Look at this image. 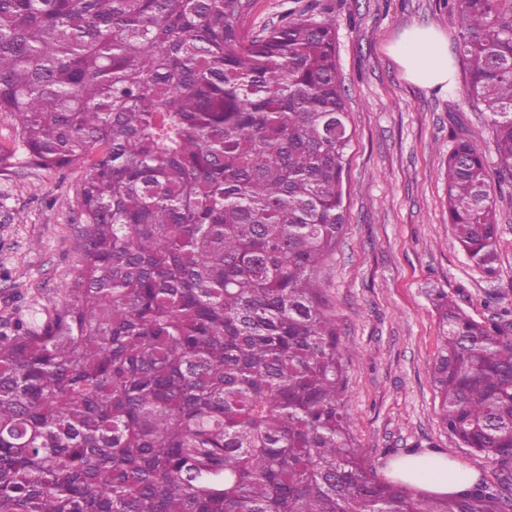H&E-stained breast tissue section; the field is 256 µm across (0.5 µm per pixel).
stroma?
I'll return each mask as SVG.
<instances>
[{
  "label": "stroma",
  "instance_id": "obj_1",
  "mask_svg": "<svg viewBox=\"0 0 512 512\" xmlns=\"http://www.w3.org/2000/svg\"><path fill=\"white\" fill-rule=\"evenodd\" d=\"M312 10L336 31L339 77L354 138L344 174L348 222L319 271L344 359L346 413L358 448L380 480L389 463L438 452L494 483V467L442 425L431 381L439 326L432 298L448 293L474 318L492 316L496 294L512 302V182L495 185V275L471 264L448 222L446 158L467 135L495 165V130L454 83L440 92L405 80L387 47L405 29L434 26L456 47L461 29L445 0H255L247 26ZM87 170L20 167L0 175V315L17 321L60 299L75 277L83 239L76 193Z\"/></svg>",
  "mask_w": 512,
  "mask_h": 512
}]
</instances>
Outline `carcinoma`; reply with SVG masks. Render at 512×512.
I'll return each mask as SVG.
<instances>
[{
	"label": "carcinoma",
	"mask_w": 512,
	"mask_h": 512,
	"mask_svg": "<svg viewBox=\"0 0 512 512\" xmlns=\"http://www.w3.org/2000/svg\"><path fill=\"white\" fill-rule=\"evenodd\" d=\"M255 0H0V112L43 170L87 167L80 268L0 316V512H512V309L433 298L438 414L498 485L430 496L368 469L321 265L354 130L332 24L259 33ZM465 95L512 178V0H454ZM448 220L496 273L483 154L448 153Z\"/></svg>",
	"instance_id": "cac0c4a2"
}]
</instances>
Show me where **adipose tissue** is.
Segmentation results:
<instances>
[{"mask_svg":"<svg viewBox=\"0 0 512 512\" xmlns=\"http://www.w3.org/2000/svg\"><path fill=\"white\" fill-rule=\"evenodd\" d=\"M387 50L407 81L428 89L447 90L452 67L448 62V41L438 30L420 27L405 30ZM390 472L396 481L424 485L437 495L461 494L477 478L473 469L436 453L399 458L391 463Z\"/></svg>","mask_w":512,"mask_h":512,"instance_id":"1","label":"adipose tissue"}]
</instances>
